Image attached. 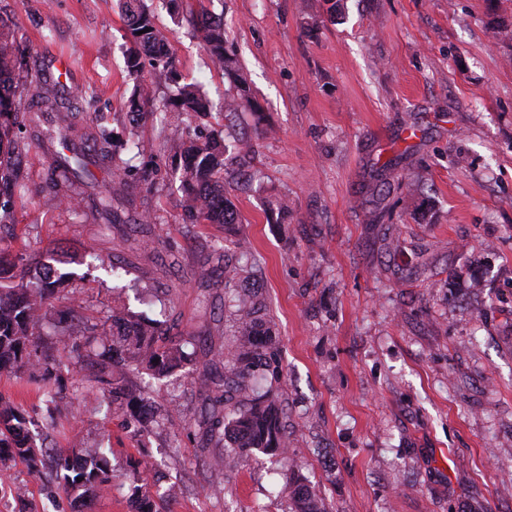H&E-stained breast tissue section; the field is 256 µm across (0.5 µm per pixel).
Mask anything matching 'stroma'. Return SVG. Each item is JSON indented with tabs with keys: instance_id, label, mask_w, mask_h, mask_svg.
I'll return each instance as SVG.
<instances>
[{
	"instance_id": "35a3bbf8",
	"label": "stroma",
	"mask_w": 512,
	"mask_h": 512,
	"mask_svg": "<svg viewBox=\"0 0 512 512\" xmlns=\"http://www.w3.org/2000/svg\"><path fill=\"white\" fill-rule=\"evenodd\" d=\"M184 82L218 97L229 82L210 63L192 13L224 18L262 120L235 129L255 149L262 180L235 193L241 222L181 220L167 143L207 135L220 114L167 124L156 112L131 123L135 83L157 99L173 85L144 67L129 76L131 46L116 0H0L13 32L15 77H57L79 125L105 113L136 175L125 198L137 223L108 230L92 214L50 200L48 158L31 144L20 160L28 195L15 217L24 243L0 250L30 260L53 248L80 257L74 294L101 318L113 298L179 329L206 328L225 342L224 268L249 250L253 283L283 373L287 454L224 456L198 446V428H154L131 438L119 418L87 406L85 443L112 450V493L91 512H130L131 460L153 462L176 485L171 512H289L282 488L307 477L328 512H512V0H148ZM388 164L382 223L369 221L373 163ZM154 173V184L139 171ZM288 199L274 223L264 199ZM209 268L200 276V268ZM158 293L150 306L135 289ZM152 397L201 406L196 376L154 384ZM224 461L212 482L204 461ZM0 512H71L50 475L15 464L0 480Z\"/></svg>"
}]
</instances>
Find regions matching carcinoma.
Here are the masks:
<instances>
[{"label":"carcinoma","mask_w":512,"mask_h":512,"mask_svg":"<svg viewBox=\"0 0 512 512\" xmlns=\"http://www.w3.org/2000/svg\"><path fill=\"white\" fill-rule=\"evenodd\" d=\"M133 48L126 58L127 71L138 74L145 63L161 68L175 83L173 94L162 102L164 119L178 125L184 116L224 114L229 123L204 138H190L172 146L180 163L174 175L184 194L183 222L187 224H236L238 214L229 199L230 191L246 188L242 172L252 167L255 150L228 130L230 120L243 112L261 119L260 107L238 74L237 60L226 44L223 21L202 14L195 19L196 30L212 64L224 71L231 86L219 102L198 85L178 82L174 61L159 51L164 41L156 28L154 16L144 0H124L122 5ZM15 42L0 30V195L25 200L26 184L16 165L25 144L15 132L20 124L21 103L14 100L12 70L15 67ZM26 99L37 104L29 121L56 126L49 130L50 184L53 197L74 212L85 209L112 228L129 223L125 211L116 207L123 196L129 170L120 157L127 144L113 138L105 125H94V133L60 116L62 103L42 74H35L23 84ZM154 102L150 87L141 85L133 91L130 112L140 113ZM104 166L112 178V189H104L87 200L59 187H70L94 177L91 167ZM389 164L374 163L370 179L374 207L370 223L379 224L385 216L387 195L376 187L383 183ZM269 211L278 223H288L286 200L274 195ZM244 263L224 267V303L231 309V341L225 350L214 354L211 365L203 367L204 408L195 421L202 429L200 447L213 439L228 436L231 452L250 456L254 452L283 455L288 452L284 412L273 388L261 394L249 386L251 371L262 367L270 383L279 381L280 371L274 352L272 320L261 315V304L243 286L253 275L254 257L242 251ZM68 259L55 257L51 251L35 266L18 262L8 265L0 259V373L25 377L43 393L40 415H32L9 396L0 394V472L21 462L34 475L50 474L70 498L72 512H86L93 501L112 489V449L101 445L80 448L69 453L50 449L35 434L42 424H49L68 411L74 403L86 404L91 396L109 415L122 417V425L138 437L161 420L173 427L185 422L171 403L154 404L151 381L163 380L179 371L198 370L197 345L207 341L209 333L198 330L182 332L168 320L145 321L122 301L112 306V315L99 322L83 318L69 307L52 328H46L43 310L74 278L64 269ZM64 347L76 354L74 368L87 371L86 384L75 388L72 398L63 395L67 377L52 351ZM152 475L150 462L139 460L129 471L131 512H170V491L156 496L147 490ZM291 512H327L324 498L301 476L288 481Z\"/></svg>","instance_id":"obj_1"}]
</instances>
